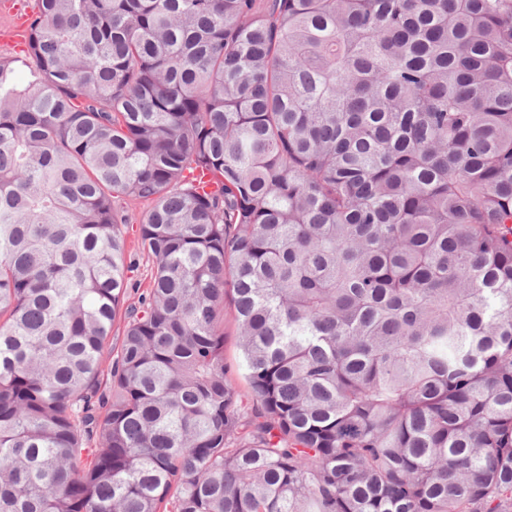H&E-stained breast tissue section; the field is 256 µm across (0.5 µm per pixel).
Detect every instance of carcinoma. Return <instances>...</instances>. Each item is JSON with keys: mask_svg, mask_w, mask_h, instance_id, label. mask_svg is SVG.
<instances>
[{"mask_svg": "<svg viewBox=\"0 0 512 512\" xmlns=\"http://www.w3.org/2000/svg\"><path fill=\"white\" fill-rule=\"evenodd\" d=\"M0 512H512V0H37ZM123 232L127 242L128 252L131 254V260L134 263L133 271L130 274L132 288L128 289L126 307L127 305H133L137 302L139 293H141L143 289L148 288L154 265L152 258L141 248L139 224L135 221L131 224H125V226H123ZM137 288L139 291H137ZM236 324L233 319L232 312L230 308L227 309V314L224 317V354L227 358V361L232 363L235 367L238 362V349H237V339L235 336Z\"/></svg>", "mask_w": 512, "mask_h": 512, "instance_id": "1", "label": "carcinoma"}]
</instances>
